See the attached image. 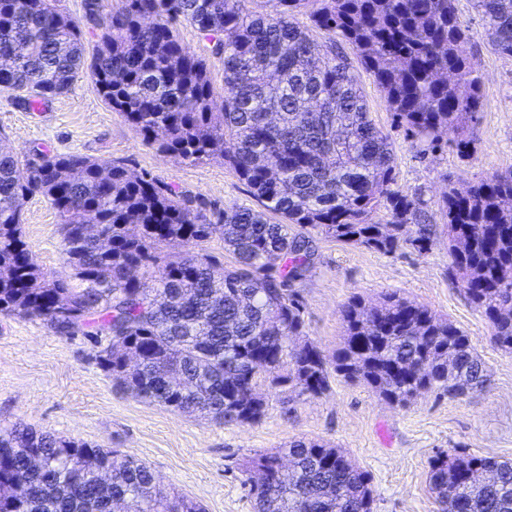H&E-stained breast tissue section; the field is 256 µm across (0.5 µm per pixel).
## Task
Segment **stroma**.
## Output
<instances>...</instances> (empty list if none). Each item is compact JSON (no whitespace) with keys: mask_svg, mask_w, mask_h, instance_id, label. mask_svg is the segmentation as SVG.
<instances>
[{"mask_svg":"<svg viewBox=\"0 0 512 512\" xmlns=\"http://www.w3.org/2000/svg\"><path fill=\"white\" fill-rule=\"evenodd\" d=\"M456 7L470 29L481 80L483 107L470 125V153L459 152L445 137L434 144L407 136L370 74L353 67L373 122L393 139L395 187L421 201L437 229L435 245L422 254L409 248L384 254L320 238L312 265L294 287L306 332L326 359L341 345L340 310L352 296L374 301L395 292L471 337L488 376L482 390L455 398L425 391L401 408L336 375L318 397H294L262 380L257 391L267 401L264 417L251 425L219 426L119 390L92 360V338L62 336L42 320L0 314V428L20 422L136 457L153 469L161 493L185 495L204 512H255L244 484L245 460L295 440L342 449L367 471L374 512H438L428 491L430 461L438 450L512 459V354L491 342L487 320L451 271L441 209L449 183L512 168V58L488 46L470 0H456ZM0 136L24 160L77 151L124 164L192 197L211 214L258 205L222 161H177L144 144L87 76L36 110L0 90ZM22 230L44 272L72 280L60 219L44 196L24 201Z\"/></svg>","mask_w":512,"mask_h":512,"instance_id":"35a3bbf8","label":"stroma"}]
</instances>
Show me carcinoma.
<instances>
[{"label": "carcinoma", "instance_id": "obj_1", "mask_svg": "<svg viewBox=\"0 0 512 512\" xmlns=\"http://www.w3.org/2000/svg\"><path fill=\"white\" fill-rule=\"evenodd\" d=\"M246 2L124 0L87 64L79 27L56 0H0V87L44 103L86 72L147 143L179 161L223 158L260 203L219 217L234 256L227 267L203 248L211 219L167 183L78 152L23 165L0 147V314L93 334L94 359L118 386L224 425L262 419L261 378L297 396L329 388L294 288L313 260V235L385 254L427 251L435 240L416 200L392 188L390 136L369 119L343 45L414 137L451 134L464 152L482 106L455 0H270L266 13ZM473 5L491 48L512 58V0ZM178 22L223 58L221 103L203 60L174 35ZM37 193L60 218L74 284L46 278L23 239L22 206ZM443 209L452 270L511 354L512 169L448 183ZM341 317L334 372L388 404L485 386L471 337L414 301L355 296ZM477 468L491 483L469 480ZM155 483L146 463L116 450L30 427L0 431V512H203L178 493L157 496ZM245 484L257 512H373L368 472L317 441L257 455ZM430 489L441 512H512V461L440 454Z\"/></svg>", "mask_w": 512, "mask_h": 512}]
</instances>
